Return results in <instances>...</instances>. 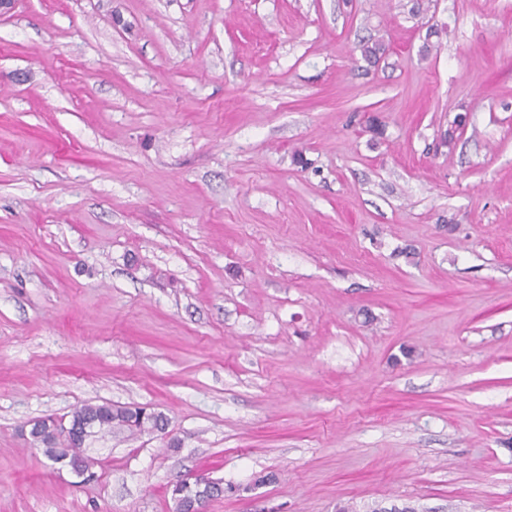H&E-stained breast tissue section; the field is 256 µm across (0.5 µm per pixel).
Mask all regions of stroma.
Returning a JSON list of instances; mask_svg holds the SVG:
<instances>
[{
  "instance_id": "stroma-1",
  "label": "stroma",
  "mask_w": 512,
  "mask_h": 512,
  "mask_svg": "<svg viewBox=\"0 0 512 512\" xmlns=\"http://www.w3.org/2000/svg\"><path fill=\"white\" fill-rule=\"evenodd\" d=\"M103 403L168 428L84 482L28 425ZM202 473L207 512H512V0L0 16V512Z\"/></svg>"
}]
</instances>
